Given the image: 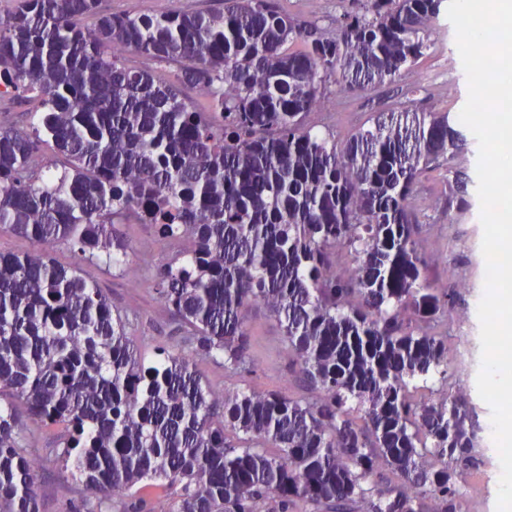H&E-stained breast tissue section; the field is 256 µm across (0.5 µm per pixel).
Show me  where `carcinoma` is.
<instances>
[{"mask_svg":"<svg viewBox=\"0 0 512 512\" xmlns=\"http://www.w3.org/2000/svg\"><path fill=\"white\" fill-rule=\"evenodd\" d=\"M446 2L354 0L329 27L277 0L139 17L17 0L0 17V96L42 107L28 130L0 124V230L37 246L0 254V396L61 428L44 455L75 464L96 512H464V476L486 461L448 402V289L429 280L411 207L464 135L412 100L341 143L308 122L328 83L365 90L416 66ZM47 138L70 166L55 187L33 162ZM130 223L188 242L153 278L180 351L137 354L91 272L51 256L66 242L120 267ZM258 304L304 393L221 398L193 358L253 373ZM21 432L1 406L0 512H44ZM125 62L130 66L148 67L152 69L155 74L165 80H174L176 74V67L173 65L156 64L145 60L135 52L126 51L123 53Z\"/></svg>","mask_w":512,"mask_h":512,"instance_id":"cac0c4a2","label":"carcinoma"}]
</instances>
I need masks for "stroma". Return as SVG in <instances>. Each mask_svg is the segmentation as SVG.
I'll use <instances>...</instances> for the list:
<instances>
[{
    "label": "stroma",
    "mask_w": 512,
    "mask_h": 512,
    "mask_svg": "<svg viewBox=\"0 0 512 512\" xmlns=\"http://www.w3.org/2000/svg\"><path fill=\"white\" fill-rule=\"evenodd\" d=\"M283 13L330 25L336 15L351 5V0H279ZM220 0H100V11L142 16L159 12L173 14L213 11ZM432 46L423 61L411 73L364 91L349 92L330 85L327 101L315 111L311 123L321 133L346 140L375 113L405 99L412 85H419L415 100L418 107L447 111L458 116L468 97V83L456 46V33L447 15H439L430 36ZM446 169L425 174L416 188L412 204L428 230L423 245L430 261L431 276L453 289L455 298L443 320L448 331V394L465 396L475 433V448L483 453L487 465L482 474L467 477L463 489L469 512H495L501 468L495 451L491 409L479 397L476 379L481 365L480 321L477 314L485 293L479 264L483 228L477 182H469L462 194L467 208L448 205ZM130 251L124 270L108 266L95 269V280L113 307L126 311L129 335L138 352L152 354L159 345L176 346L171 334V315L159 300L153 286L158 265L168 260L177 246L158 238L151 225L123 224L119 227ZM252 341L250 357L255 371L246 379L225 373L210 361L199 362L204 381L216 392L254 390L296 394L298 381L288 368L293 356L282 329L266 307L257 305L248 316ZM45 504L44 512H74L75 507L91 500L92 495L71 473L59 469L54 461H45L37 488Z\"/></svg>",
    "instance_id": "stroma-1"
}]
</instances>
